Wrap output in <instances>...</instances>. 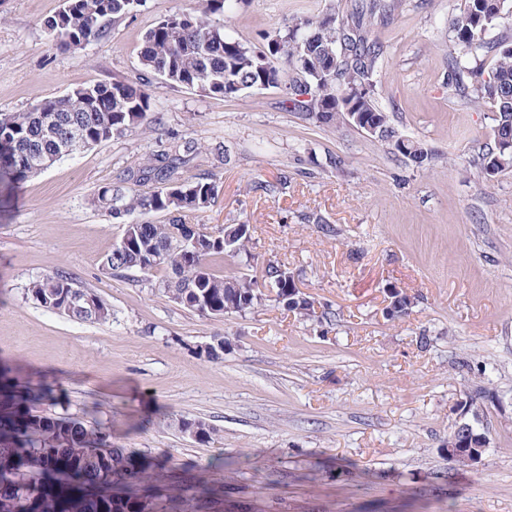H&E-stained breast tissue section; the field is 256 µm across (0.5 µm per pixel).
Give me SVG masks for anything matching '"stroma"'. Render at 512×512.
Returning a JSON list of instances; mask_svg holds the SVG:
<instances>
[{
    "instance_id": "1",
    "label": "stroma",
    "mask_w": 512,
    "mask_h": 512,
    "mask_svg": "<svg viewBox=\"0 0 512 512\" xmlns=\"http://www.w3.org/2000/svg\"><path fill=\"white\" fill-rule=\"evenodd\" d=\"M330 2L241 0L224 27L259 46ZM460 3L403 0L379 29L378 99L398 133L428 149L423 166L352 126L303 119L277 88L224 101L156 80L151 130L1 183L0 414L24 396L101 429L158 462L167 486L210 489L207 512H512V169L485 178L473 158L491 140L488 109L448 96ZM59 5L0 0V113L138 78L144 33L191 2L143 0L71 52L45 25ZM187 136L201 152L179 176L212 175L217 197L183 223L252 233L251 260L219 258L214 270L256 277L285 263L332 323L270 300L202 317L155 280L104 273L121 227L91 207L93 194ZM329 155L339 168L324 166ZM57 271L97 293L110 319L73 321L34 301L29 282ZM391 287L411 296L408 316H387ZM216 336L224 357L211 360L202 348ZM173 414L203 421L210 437L180 433ZM461 417L488 440L478 463L448 456Z\"/></svg>"
}]
</instances>
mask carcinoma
<instances>
[{
  "instance_id": "1",
  "label": "carcinoma",
  "mask_w": 512,
  "mask_h": 512,
  "mask_svg": "<svg viewBox=\"0 0 512 512\" xmlns=\"http://www.w3.org/2000/svg\"><path fill=\"white\" fill-rule=\"evenodd\" d=\"M237 2L197 0L196 7L159 19L141 40L142 71L173 88L226 100L260 84L282 85L287 69L293 73L286 86L290 111L323 125L349 123V112L368 122L375 119L383 127L378 141L418 165L428 159L421 143L397 133L375 98L384 55L375 26L399 7L397 0H350L346 5L336 0L324 13L276 30V45L266 35L267 50L261 53L213 20ZM133 8L134 0H61L47 27L60 50H77L85 41L103 38L110 24ZM448 41L455 49L448 63V95L489 108L494 148L479 161L490 179L512 168V0H462L448 25ZM147 86L142 78L84 84L42 98L25 112L1 115L0 181L20 183L50 157L61 159L131 127L150 126ZM198 150L195 139L184 138L92 197L91 205L111 218L172 215L166 224L122 223L104 270L146 279L162 270L158 288L200 316L211 315L210 306L246 314L262 305L268 288L284 310L304 320L316 318L315 310L288 292L292 273L283 264H268L261 283L212 269L216 256H248L251 233L238 236L236 225L229 224L214 235L202 224L198 230L206 244L199 249L181 234L178 215L207 209L217 192L210 175L172 192L179 168ZM141 181L154 182V190H134ZM74 290L93 296L95 309L75 308L70 300ZM28 293L45 309L72 320L102 323L111 316L94 291L57 272L30 282ZM106 482L128 491H90ZM162 485L155 463L112 447L99 431L79 421L35 414L26 406L0 418V503L13 505L16 512H186V500L199 505L196 495L175 488L156 494Z\"/></svg>"
}]
</instances>
